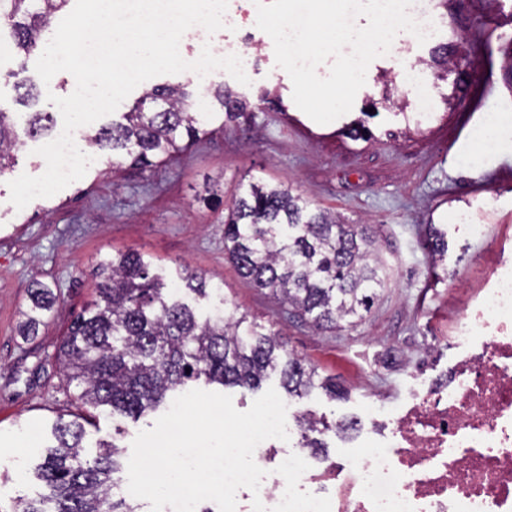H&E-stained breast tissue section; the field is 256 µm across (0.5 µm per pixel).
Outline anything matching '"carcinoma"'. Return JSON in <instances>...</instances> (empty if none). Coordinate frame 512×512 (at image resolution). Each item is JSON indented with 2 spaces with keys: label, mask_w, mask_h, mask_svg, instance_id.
<instances>
[{
  "label": "carcinoma",
  "mask_w": 512,
  "mask_h": 512,
  "mask_svg": "<svg viewBox=\"0 0 512 512\" xmlns=\"http://www.w3.org/2000/svg\"><path fill=\"white\" fill-rule=\"evenodd\" d=\"M487 1L497 14L512 18V0H437L449 9L461 33L485 28L472 6ZM70 0H0V19L12 30L11 49L29 53L53 15ZM508 68L502 79L512 87V36L499 35ZM472 45L458 35L431 50L430 62L443 75H456L454 89L471 78ZM183 87H156L124 114L123 121L92 129L87 142L112 151L117 163L142 171L174 160L186 145L205 133L198 113L190 110ZM215 108L227 121L238 119L248 103L228 90L214 93ZM159 101L162 108L147 107ZM18 134L0 112V174L15 164ZM432 257L448 251L445 235L432 228ZM374 240L360 224H344L308 199L280 184L250 182L234 199L224 220V253L241 276L266 290L289 312L319 330L352 325L369 312L384 286L385 264L372 257ZM96 298L76 315L56 352L76 399L112 415L138 418L158 408L190 381L254 390L269 371H277L288 397L301 399L318 372L284 349L278 334L264 330L239 306L222 299L223 307L203 314L185 300L217 292L202 275H177L185 288H175L150 272V263L134 253H115L100 264ZM55 303L45 286L33 289L24 330L33 333ZM307 424L300 447L316 453L323 444L310 437L321 421L312 413L296 417ZM55 444L47 449L37 478L48 493L19 502L13 512H141L131 494L120 490L119 447L102 443L89 459L84 454V427L58 419Z\"/></svg>",
  "instance_id": "1"
}]
</instances>
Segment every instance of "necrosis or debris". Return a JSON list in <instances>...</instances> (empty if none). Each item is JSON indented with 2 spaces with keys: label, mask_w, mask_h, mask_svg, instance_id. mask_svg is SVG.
Segmentation results:
<instances>
[{
  "label": "necrosis or debris",
  "mask_w": 512,
  "mask_h": 512,
  "mask_svg": "<svg viewBox=\"0 0 512 512\" xmlns=\"http://www.w3.org/2000/svg\"><path fill=\"white\" fill-rule=\"evenodd\" d=\"M254 0H228L215 54L249 56L258 43ZM454 340L464 356L451 384H417L405 403L369 408L384 425L336 464L331 512H512V272L463 316Z\"/></svg>",
  "instance_id": "1"
}]
</instances>
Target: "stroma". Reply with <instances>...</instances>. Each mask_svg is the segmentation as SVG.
Masks as SVG:
<instances>
[{
	"instance_id": "1",
	"label": "stroma",
	"mask_w": 512,
	"mask_h": 512,
	"mask_svg": "<svg viewBox=\"0 0 512 512\" xmlns=\"http://www.w3.org/2000/svg\"><path fill=\"white\" fill-rule=\"evenodd\" d=\"M39 56L36 50L0 55V112L23 134L14 169L0 174V512L41 493L33 471L53 443L57 419L83 424L88 453L112 440L127 456L137 433L160 416L155 410L115 421L84 407L55 359L73 318L93 298L98 264L118 251L143 255L166 279L178 269L205 276L221 289L211 305L223 298L239 305L250 320L277 332L288 352L335 383L339 397L313 390L289 401V416L310 411L332 424L359 422L371 404L400 406L417 381L434 386L451 379L461 356L451 341L456 322L504 261L494 242L512 240V176L500 170L512 165V146L491 153L470 133L483 111L501 109L512 98L501 81L505 57L498 42H477L473 53V84L489 90L479 113L471 99L449 101L452 84L427 65L424 47L414 49L413 60L418 83L435 101L425 118L413 110L394 49L371 62L352 110L324 125L296 106L291 79L268 43L250 61L246 85L223 70L212 71L204 85L187 71L151 78L104 123L120 120L154 86L183 85L207 134L147 172L113 169L109 151L76 138L93 158L84 177L19 210L8 184L45 171L35 150L51 140L25 136L28 121L32 113L48 112L62 127L51 98L68 96L76 86L65 71L43 83L35 70ZM30 85L39 96L26 106L18 97ZM219 87L247 100V116L228 122L215 113L212 95ZM372 99L378 114L367 119ZM358 119L368 136L350 135ZM482 174L487 182L474 186ZM254 178L282 183L344 223L368 226L388 278L362 321L316 330L239 275L224 254V218L240 186ZM432 226L448 241L437 263L428 242ZM37 283L50 288L56 302L37 335L27 338L20 324Z\"/></svg>"
}]
</instances>
